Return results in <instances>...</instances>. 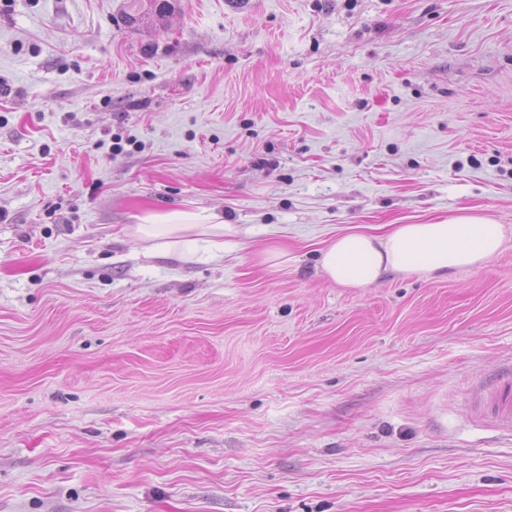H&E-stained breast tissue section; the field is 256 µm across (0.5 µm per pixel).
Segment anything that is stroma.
<instances>
[{
  "instance_id": "stroma-1",
  "label": "stroma",
  "mask_w": 512,
  "mask_h": 512,
  "mask_svg": "<svg viewBox=\"0 0 512 512\" xmlns=\"http://www.w3.org/2000/svg\"><path fill=\"white\" fill-rule=\"evenodd\" d=\"M172 3L0 4V512H512V0ZM465 208L480 269L321 270ZM150 211L241 233L155 257ZM126 22L129 25H163L172 13L171 2L168 0H130ZM480 412L500 428L512 430V374L508 373L480 398Z\"/></svg>"
}]
</instances>
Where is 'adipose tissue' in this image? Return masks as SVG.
Wrapping results in <instances>:
<instances>
[{
	"instance_id": "obj_1",
	"label": "adipose tissue",
	"mask_w": 512,
	"mask_h": 512,
	"mask_svg": "<svg viewBox=\"0 0 512 512\" xmlns=\"http://www.w3.org/2000/svg\"><path fill=\"white\" fill-rule=\"evenodd\" d=\"M237 225L210 213H150L133 225V236L152 242L156 255L186 260L199 244L234 238ZM505 230L490 216L462 210L430 224H399L382 236L348 233L323 251L321 268L336 284L367 288L386 272L445 274L482 268L496 256Z\"/></svg>"
}]
</instances>
